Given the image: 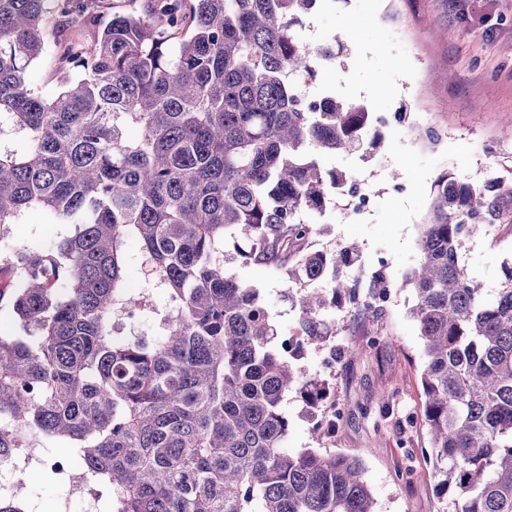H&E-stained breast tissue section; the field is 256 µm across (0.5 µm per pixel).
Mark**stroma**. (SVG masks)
<instances>
[{"label": "stroma", "instance_id": "35a3bbf8", "mask_svg": "<svg viewBox=\"0 0 512 512\" xmlns=\"http://www.w3.org/2000/svg\"><path fill=\"white\" fill-rule=\"evenodd\" d=\"M345 24L352 27L349 57L325 67L309 92H332L377 113L407 106L412 124L434 127L443 142L435 147L416 139L409 127H384L380 147L367 157L323 159L324 168L350 170L373 191L375 203L362 217L348 215L342 203L331 205L316 249L357 244L368 274L375 256H384L383 272L396 289L387 307L374 311L363 309V293L342 299L334 313L337 334L311 345L298 361L302 373L326 381V396L341 405L343 417L334 435L312 432L308 418L320 405L289 394L286 446L361 458L377 512H449V499L438 491L424 457L427 433L406 421L420 415L425 395L422 343L408 313L413 297L400 282L416 263L438 175L449 170L480 181L512 163V140L503 137L512 128V0H326L298 34L336 33ZM85 41L78 26L50 37L48 57L30 67L45 93L57 89L51 55L61 45L80 48ZM397 182L403 192L393 191ZM234 246L233 238H225L230 270L259 288L271 322L288 332L296 313L285 273L243 263ZM462 260L486 287H494L503 264L512 261V235L475 234ZM331 348L336 363L322 366V354ZM385 392L392 400L384 415Z\"/></svg>", "mask_w": 512, "mask_h": 512}]
</instances>
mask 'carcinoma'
<instances>
[{"label":"carcinoma","mask_w":512,"mask_h":512,"mask_svg":"<svg viewBox=\"0 0 512 512\" xmlns=\"http://www.w3.org/2000/svg\"><path fill=\"white\" fill-rule=\"evenodd\" d=\"M0 0V240L23 219L70 224L49 248L17 240L0 254L14 286L0 311V452L23 430L62 441L98 483L97 512H377L361 459L284 452L288 392L305 379L274 345L259 289L226 265L224 236L245 262L286 270L304 336H321L352 289L356 246L301 251L320 235L304 216L353 182L325 155L381 144L378 118L331 94L318 110L299 96L347 55L296 29L324 0H164L156 11L98 21L100 5ZM80 22L89 52L54 61L44 94L29 66L45 54L44 21ZM189 35L181 36L184 25ZM487 224H512V166L482 182H434L418 258L398 284L424 342L425 454L451 512H512V264L484 287L461 259ZM166 295L127 336L136 308L129 253Z\"/></svg>","instance_id":"obj_1"}]
</instances>
